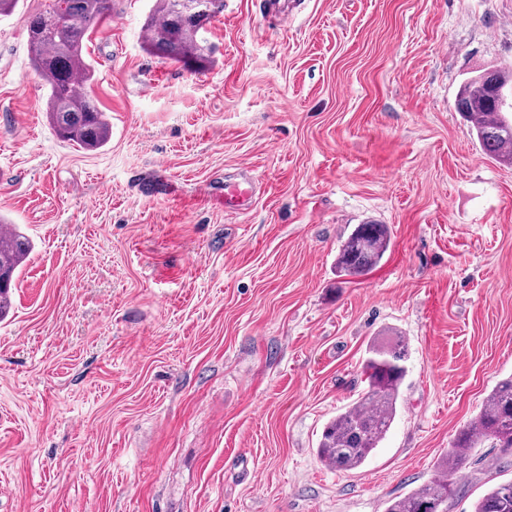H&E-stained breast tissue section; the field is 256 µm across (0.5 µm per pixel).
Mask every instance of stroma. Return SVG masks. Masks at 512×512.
<instances>
[{
	"label": "stroma",
	"instance_id": "stroma-1",
	"mask_svg": "<svg viewBox=\"0 0 512 512\" xmlns=\"http://www.w3.org/2000/svg\"><path fill=\"white\" fill-rule=\"evenodd\" d=\"M20 0L0 16V214L33 242L0 318V512H386L436 477L512 375V165L454 110L512 69V0H224L190 73L119 0L85 90L112 137H57ZM251 174L253 208L207 202ZM389 225L368 276L336 275L356 224ZM409 344L386 439L317 456L374 340ZM512 480L476 448L451 512Z\"/></svg>",
	"mask_w": 512,
	"mask_h": 512
}]
</instances>
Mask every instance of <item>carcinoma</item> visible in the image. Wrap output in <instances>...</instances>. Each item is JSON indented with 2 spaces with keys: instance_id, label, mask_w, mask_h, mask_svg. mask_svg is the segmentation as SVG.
<instances>
[{
  "instance_id": "obj_1",
  "label": "carcinoma",
  "mask_w": 512,
  "mask_h": 512,
  "mask_svg": "<svg viewBox=\"0 0 512 512\" xmlns=\"http://www.w3.org/2000/svg\"><path fill=\"white\" fill-rule=\"evenodd\" d=\"M208 12L185 16L177 0H156L145 27L149 51L194 73L210 63L206 26L224 11V0H210ZM115 0H51L43 11L29 15L27 46L33 67L48 88L46 118L62 140L86 151L107 145L112 128L105 112L76 86L94 77L85 41L112 19ZM55 11L76 19L73 26L51 29L45 17ZM512 90V71L489 68L464 81L455 110L487 157L512 165V106L502 104L491 83ZM385 224L357 225L336 257L341 276L364 277L380 266L390 248ZM30 250V241L17 227L0 235V317L10 304L9 288ZM408 344L400 336L373 343L362 364L366 388L361 397L338 412L324 427L317 454L325 464L356 470L378 448L397 415L401 387L407 375ZM512 451V375L487 395L477 419L462 427L451 443L441 475L403 497L390 501L387 512H450L457 495L455 475L468 464L472 449L484 445ZM474 512H512V481L492 487L477 501Z\"/></svg>"
}]
</instances>
